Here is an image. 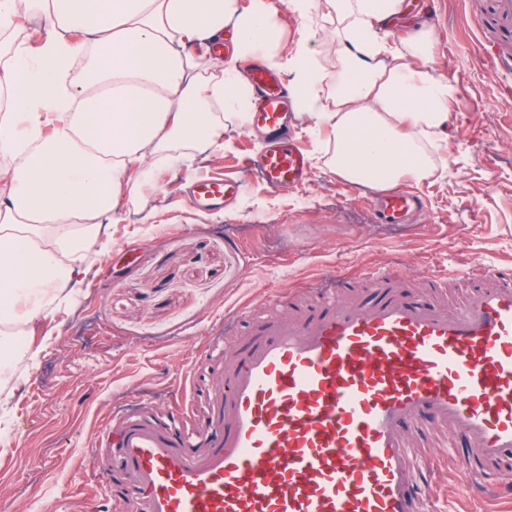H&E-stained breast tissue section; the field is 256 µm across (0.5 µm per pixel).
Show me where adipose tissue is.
I'll return each instance as SVG.
<instances>
[{
  "label": "adipose tissue",
  "instance_id": "adipose-tissue-1",
  "mask_svg": "<svg viewBox=\"0 0 512 512\" xmlns=\"http://www.w3.org/2000/svg\"><path fill=\"white\" fill-rule=\"evenodd\" d=\"M318 7L334 30L322 57L307 30L281 56L270 0H0V358L17 328L39 321L86 269L84 250L123 192L152 188V168L223 147L221 111L250 95L241 56L295 73L298 112L334 134L327 161L345 180L385 189L422 182L436 165L429 144L446 132L452 85L426 64L432 32L416 25L403 46L386 28L407 0H289ZM39 14L56 29L38 51L18 36L17 17ZM235 50L213 53L225 26ZM86 33L76 44L68 32Z\"/></svg>",
  "mask_w": 512,
  "mask_h": 512
}]
</instances>
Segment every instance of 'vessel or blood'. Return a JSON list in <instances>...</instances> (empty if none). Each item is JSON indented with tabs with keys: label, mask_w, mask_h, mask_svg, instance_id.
<instances>
[{
	"label": "vessel or blood",
	"mask_w": 512,
	"mask_h": 512,
	"mask_svg": "<svg viewBox=\"0 0 512 512\" xmlns=\"http://www.w3.org/2000/svg\"><path fill=\"white\" fill-rule=\"evenodd\" d=\"M248 132L266 146L250 171L279 191L308 182L311 159L288 132L290 93L279 72L250 64ZM236 180L206 176L200 201L228 203ZM374 218L405 224L419 209L408 190L376 195ZM369 295H350L342 274L306 303L277 291L282 314L251 332L224 361L223 386L197 389L207 418L188 423L146 403L97 431L108 456V502L122 512H416L436 495L428 464L402 434L432 419L465 439L473 495L512 493V264L469 275L456 304L437 293L447 273L416 294L396 271L365 270Z\"/></svg>",
	"instance_id": "vessel-or-blood-1"
}]
</instances>
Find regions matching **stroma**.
I'll return each mask as SVG.
<instances>
[{
  "label": "stroma",
  "mask_w": 512,
  "mask_h": 512,
  "mask_svg": "<svg viewBox=\"0 0 512 512\" xmlns=\"http://www.w3.org/2000/svg\"><path fill=\"white\" fill-rule=\"evenodd\" d=\"M433 26L430 66L450 80L449 135L434 149L437 170L406 182L423 202L412 224L374 223L367 204L325 165L332 138L310 117L295 118L311 156L301 189L268 193L241 171L249 144L237 115L224 118L221 150L196 154L191 167L154 173L157 188L141 208L120 209L108 245L85 252V281L70 303L51 306L27 341L37 364L16 372L0 441V512H84L103 483L83 486L97 468L88 453L101 421L140 392L154 409L179 402L198 409L193 381L219 386L224 363L201 357L205 336L239 345L267 312L270 290L324 284L336 271L400 268L410 279L433 270L470 271L512 263V75L486 64L493 47L490 0H426ZM240 179L230 210L198 209L196 176ZM249 307L252 321L225 329V312ZM410 447L434 459L439 512H512V498H469L448 461V439L405 431Z\"/></svg>",
  "instance_id": "stroma-1"
}]
</instances>
